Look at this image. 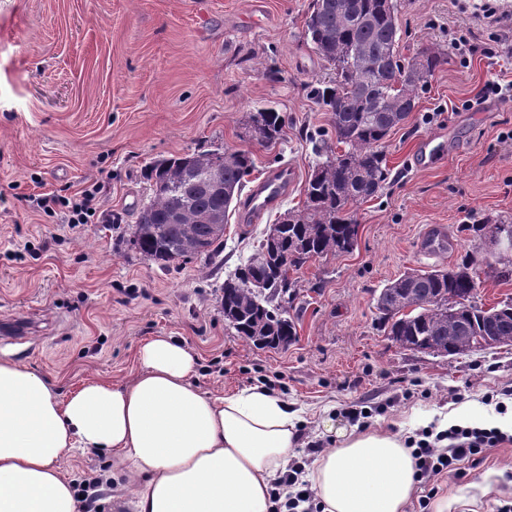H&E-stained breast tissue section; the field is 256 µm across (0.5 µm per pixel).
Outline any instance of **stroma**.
Returning a JSON list of instances; mask_svg holds the SVG:
<instances>
[{"label":"stroma","mask_w":512,"mask_h":512,"mask_svg":"<svg viewBox=\"0 0 512 512\" xmlns=\"http://www.w3.org/2000/svg\"><path fill=\"white\" fill-rule=\"evenodd\" d=\"M399 2L402 56L431 48L445 60L386 140L389 177L357 210L353 250L291 272L297 336L259 349L225 322L219 287L279 214L301 208L315 147H336L313 95L330 70L305 39L312 0H0V328L24 331L0 350L65 397L90 379L129 383L140 345L175 337L199 359L201 391L263 384L304 408L306 467L339 429L396 423L418 440L448 408L476 428L512 413V346L433 356L401 348L379 320L388 282L452 268L474 247L469 225L512 224V99L484 92L490 75L512 81V55L474 20L476 0ZM460 37L465 63L451 48ZM266 107L286 118L271 147L248 136ZM426 137L446 150L424 167ZM227 147L253 153L254 181L295 168L278 208L251 221L236 207L213 258L163 268L141 255L130 228L150 198L145 166ZM96 184L95 216L69 223L64 199ZM433 224L447 226L448 250H424ZM438 494L448 512L512 504V443L463 463Z\"/></svg>","instance_id":"stroma-1"}]
</instances>
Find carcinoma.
Returning a JSON list of instances; mask_svg holds the SVG:
<instances>
[{
	"mask_svg": "<svg viewBox=\"0 0 512 512\" xmlns=\"http://www.w3.org/2000/svg\"><path fill=\"white\" fill-rule=\"evenodd\" d=\"M398 7L396 3L387 9L386 0H313L306 39L336 74L332 84L315 88L313 94L330 112L331 132L341 152L316 164L305 186L302 208L288 211L280 248L292 255L290 265L295 270L312 258L345 251L355 234L356 207L377 196L388 179L383 144L397 127L396 114L410 113L411 101L442 61L438 51L419 53L413 59L414 75L402 83L400 93L391 94L389 83L405 67L399 52ZM252 122L259 143L264 145L281 139L286 126L284 115L273 108L261 109ZM209 154L204 150L172 156L146 168L151 196L132 225V244L163 267L201 255L210 259L218 252L223 239L209 237L201 216L215 208L229 215L254 168L250 150H227L222 168L224 187L235 189V193L222 199L173 181ZM176 204L181 206V222L170 224L168 216ZM186 225L194 227L197 238L204 240L202 254L185 246ZM483 267L505 278V273L512 274V251L488 258L475 250L451 269L414 270L389 282L376 300L388 335L406 350L423 353L436 348L441 356L479 350L484 336L512 339V298L491 307L475 301ZM253 275L248 265L221 286L224 312L236 313L231 325L237 335L258 348L274 334L295 340V322L287 317V307L278 302L291 288L290 279L274 284L261 299L249 288Z\"/></svg>",
	"mask_w": 512,
	"mask_h": 512,
	"instance_id": "cac0c4a2",
	"label": "carcinoma"
}]
</instances>
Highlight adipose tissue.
Masks as SVG:
<instances>
[{
  "mask_svg": "<svg viewBox=\"0 0 512 512\" xmlns=\"http://www.w3.org/2000/svg\"><path fill=\"white\" fill-rule=\"evenodd\" d=\"M137 361L130 384L96 379L62 399L0 354V512H82L59 467L77 449L136 479L133 512H273L274 494L288 496L299 410L261 384L202 393L196 356L169 336L145 341ZM415 472L401 432L341 429L305 478L321 512H404Z\"/></svg>",
  "mask_w": 512,
  "mask_h": 512,
  "instance_id": "obj_1",
  "label": "adipose tissue"
}]
</instances>
